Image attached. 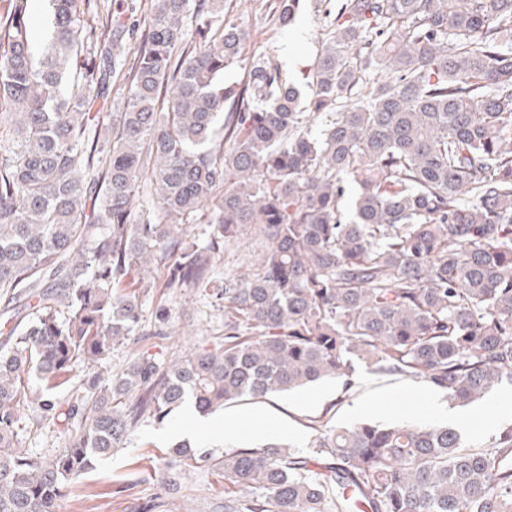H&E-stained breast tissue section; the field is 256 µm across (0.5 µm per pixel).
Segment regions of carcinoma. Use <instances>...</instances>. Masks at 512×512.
Here are the masks:
<instances>
[{
    "label": "carcinoma",
    "instance_id": "cac0c4a2",
    "mask_svg": "<svg viewBox=\"0 0 512 512\" xmlns=\"http://www.w3.org/2000/svg\"><path fill=\"white\" fill-rule=\"evenodd\" d=\"M320 2L304 101L272 58L224 84L247 40L224 0H150L141 21L139 0H50L43 47L30 0H0V512H57L188 402L211 414L331 378L346 393L358 365L461 407L512 385V0ZM298 3L276 0L280 26ZM92 8L105 18L87 27ZM248 226L269 248L221 286L223 345L96 371L140 295L207 287ZM77 361L75 397L24 392ZM31 420L66 426L63 449L24 451ZM310 447L183 443L170 463L223 471L224 512H512V425L487 448L403 422Z\"/></svg>",
    "mask_w": 512,
    "mask_h": 512
}]
</instances>
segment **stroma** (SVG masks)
<instances>
[{"label":"stroma","mask_w":512,"mask_h":512,"mask_svg":"<svg viewBox=\"0 0 512 512\" xmlns=\"http://www.w3.org/2000/svg\"><path fill=\"white\" fill-rule=\"evenodd\" d=\"M271 0H226L227 19L247 28L245 60L272 57L287 77L305 86L309 67L321 45L327 24L319 0H300L293 24L279 29L271 12ZM266 247L262 238L246 231L229 242L218 263V274L243 272L252 256ZM166 307L170 320L163 335H154L155 312ZM141 335L112 349L103 369L119 372L140 353L159 357L176 346L213 348L224 338V302L211 292H153L141 299ZM444 392L421 379L383 375L359 367L356 383L341 393L333 379L300 390L264 399H246L227 405L220 415L223 431L190 434L191 444L221 455L224 449L255 445L277 439L298 447L307 446L317 430L348 426L359 421L432 422L434 404L446 402ZM512 403V386L496 388L479 402L465 407L466 424L461 433L468 444L489 445L492 436L512 418L501 415L502 404ZM265 416L262 427H254L253 415ZM189 423L186 409H178L164 421L146 420L127 447L98 461L95 469L72 484L60 499L58 512H224V475L201 462L178 472L169 466V449L177 432Z\"/></svg>","instance_id":"35a3bbf8"}]
</instances>
